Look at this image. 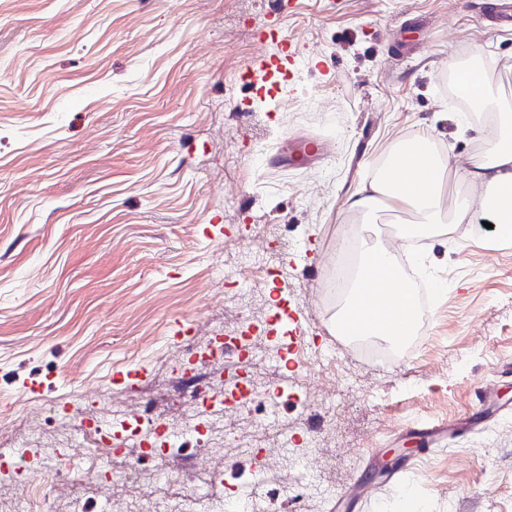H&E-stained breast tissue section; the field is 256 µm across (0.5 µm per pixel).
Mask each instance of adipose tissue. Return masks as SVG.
Wrapping results in <instances>:
<instances>
[{
  "label": "adipose tissue",
  "mask_w": 512,
  "mask_h": 512,
  "mask_svg": "<svg viewBox=\"0 0 512 512\" xmlns=\"http://www.w3.org/2000/svg\"><path fill=\"white\" fill-rule=\"evenodd\" d=\"M447 168L440 164L428 139L417 138L401 160L383 170L351 197L349 207L368 210L380 197L410 205L422 227L441 223L444 209L442 186ZM470 183L471 196L457 199L454 222L458 233H466L464 224L473 206H480L493 222L500 237L512 238V135L498 140L487 164L463 169ZM386 248L371 246L361 256L359 274L352 288L348 308L354 314L356 333L372 336L381 332L400 337L407 335L411 315L417 311L412 289L402 287L394 277L376 281V269L389 266Z\"/></svg>",
  "instance_id": "obj_1"
}]
</instances>
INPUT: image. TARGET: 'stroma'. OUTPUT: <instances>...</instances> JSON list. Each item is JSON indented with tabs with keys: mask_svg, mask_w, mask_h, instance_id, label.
Listing matches in <instances>:
<instances>
[{
	"mask_svg": "<svg viewBox=\"0 0 512 512\" xmlns=\"http://www.w3.org/2000/svg\"><path fill=\"white\" fill-rule=\"evenodd\" d=\"M482 0H0V448L28 423L53 444L54 410L98 388L113 402V372L146 366L143 399L177 427L180 404L208 387L224 360L199 358L215 331L243 322L260 331L250 373L269 405L272 442L312 438L333 494H305L300 512H334L370 474L368 463L417 422L475 411L482 386L512 403V240L427 237L414 268L438 301L419 315L414 340L370 360L346 357L359 387L345 418L320 409L331 387L314 358L334 352L342 303L328 285L336 229L356 249L377 244L379 219L417 214L348 199L377 161L408 136L439 145L444 161L489 158L485 126L459 133L443 78L449 59L490 63L486 88L512 109V32L486 29ZM291 54L266 76L258 53ZM326 143L303 157L300 139ZM297 155L296 167L274 157ZM286 227L295 240L281 277L260 270L239 306V247L252 232ZM323 247L319 268L300 262ZM304 317L307 348L272 360L268 329ZM187 319L191 337L172 328ZM38 382L39 396L26 390ZM294 466L260 462L252 486L224 477V499L248 496L283 512L281 479ZM427 512H512V414L487 420L418 459L368 496L362 512H394L403 493Z\"/></svg>",
	"mask_w": 512,
	"mask_h": 512,
	"instance_id": "35a3bbf8",
	"label": "stroma"
}]
</instances>
